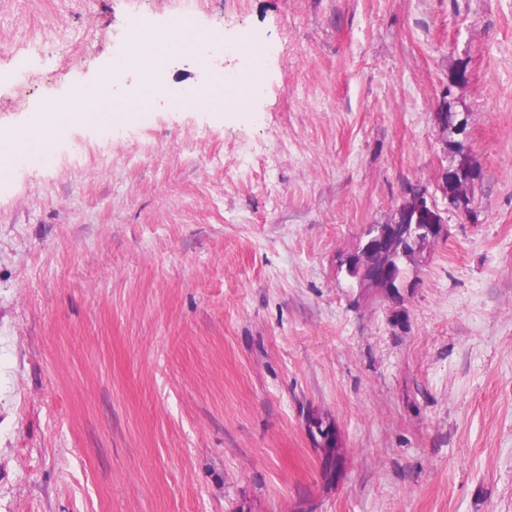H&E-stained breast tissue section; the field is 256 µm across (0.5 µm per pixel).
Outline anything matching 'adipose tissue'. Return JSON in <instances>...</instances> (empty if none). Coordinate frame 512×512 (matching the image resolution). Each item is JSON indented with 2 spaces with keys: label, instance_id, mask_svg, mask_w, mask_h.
<instances>
[{
  "label": "adipose tissue",
  "instance_id": "adipose-tissue-1",
  "mask_svg": "<svg viewBox=\"0 0 512 512\" xmlns=\"http://www.w3.org/2000/svg\"><path fill=\"white\" fill-rule=\"evenodd\" d=\"M167 31L172 48L189 50L193 45L210 41L213 32L198 25L195 18H167L163 27L142 26L140 37L130 48L129 55L133 67L140 75L143 91L132 100L116 99L111 112H103L98 89H88L78 100H68L63 104L33 113L40 131L33 134L28 129L0 133V168L9 169L14 158L20 154L40 156L45 152L44 141L49 137H59L73 126L98 127L117 120L127 124L137 123L143 114L152 111L156 94L154 74L157 64L158 31Z\"/></svg>",
  "mask_w": 512,
  "mask_h": 512
}]
</instances>
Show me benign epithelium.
Returning a JSON list of instances; mask_svg holds the SVG:
<instances>
[{
	"label": "benign epithelium",
	"instance_id": "7a95c632",
	"mask_svg": "<svg viewBox=\"0 0 512 512\" xmlns=\"http://www.w3.org/2000/svg\"><path fill=\"white\" fill-rule=\"evenodd\" d=\"M461 166L463 163L459 162L442 169L434 193L424 186L410 187L393 218L365 231L355 247L343 256L340 267L353 276L359 287L388 299L399 297L411 287L393 263H425L432 247L448 239V209L469 211L470 197L462 193L460 184L474 181L480 172L473 166L464 177Z\"/></svg>",
	"mask_w": 512,
	"mask_h": 512
}]
</instances>
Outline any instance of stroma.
<instances>
[{
  "mask_svg": "<svg viewBox=\"0 0 512 512\" xmlns=\"http://www.w3.org/2000/svg\"><path fill=\"white\" fill-rule=\"evenodd\" d=\"M172 2L0 0V131L96 86ZM194 16L225 51H168L160 77L245 76L238 43L265 45L249 124L160 99L0 178V512H512V0ZM443 106L471 213L384 299L340 260L435 187Z\"/></svg>",
  "mask_w": 512,
  "mask_h": 512,
  "instance_id": "35a3bbf8",
  "label": "stroma"
}]
</instances>
